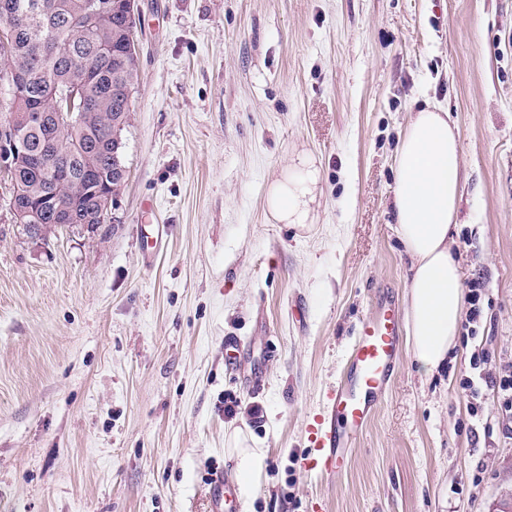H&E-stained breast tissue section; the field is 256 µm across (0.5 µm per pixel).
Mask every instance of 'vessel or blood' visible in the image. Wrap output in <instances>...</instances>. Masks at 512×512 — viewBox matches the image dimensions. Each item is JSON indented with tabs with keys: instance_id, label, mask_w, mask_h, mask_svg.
Returning <instances> with one entry per match:
<instances>
[{
	"instance_id": "b4317fda",
	"label": "vessel or blood",
	"mask_w": 512,
	"mask_h": 512,
	"mask_svg": "<svg viewBox=\"0 0 512 512\" xmlns=\"http://www.w3.org/2000/svg\"><path fill=\"white\" fill-rule=\"evenodd\" d=\"M402 354L401 324L394 302L382 298L360 325L347 359L344 382L329 390L313 429V452L304 466L331 474L350 462L357 439L375 415ZM212 512H236L238 493L223 476L211 481Z\"/></svg>"
}]
</instances>
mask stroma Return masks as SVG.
<instances>
[{"mask_svg": "<svg viewBox=\"0 0 512 512\" xmlns=\"http://www.w3.org/2000/svg\"><path fill=\"white\" fill-rule=\"evenodd\" d=\"M127 178L107 223L31 239L0 182V512H209L235 440L265 467L238 512H500L512 411V0H137ZM464 151L454 255L477 320L428 375L405 352L349 465L308 426L375 298L405 308L393 157L410 112ZM309 154V224L270 179ZM234 337L259 371L224 360Z\"/></svg>", "mask_w": 512, "mask_h": 512, "instance_id": "35a3bbf8", "label": "stroma"}]
</instances>
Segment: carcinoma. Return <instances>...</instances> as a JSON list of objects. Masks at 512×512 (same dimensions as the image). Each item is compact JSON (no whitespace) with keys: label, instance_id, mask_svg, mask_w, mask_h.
Listing matches in <instances>:
<instances>
[{"label":"carcinoma","instance_id":"obj_1","mask_svg":"<svg viewBox=\"0 0 512 512\" xmlns=\"http://www.w3.org/2000/svg\"><path fill=\"white\" fill-rule=\"evenodd\" d=\"M30 2L0 0V17L9 12L14 26L11 40L0 41V65L11 63L19 72L7 87L0 121L13 113L45 117L16 128L27 156L12 179L20 203L33 211L24 223L104 224L105 195L121 188L127 173L122 132L138 77L136 12L131 0H42L46 9L38 13L29 10ZM71 107L82 120L66 133L72 157L65 172L50 163V113Z\"/></svg>","mask_w":512,"mask_h":512}]
</instances>
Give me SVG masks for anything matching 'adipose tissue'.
I'll use <instances>...</instances> for the list:
<instances>
[{"label": "adipose tissue", "mask_w": 512, "mask_h": 512, "mask_svg": "<svg viewBox=\"0 0 512 512\" xmlns=\"http://www.w3.org/2000/svg\"><path fill=\"white\" fill-rule=\"evenodd\" d=\"M394 171L397 231L410 259L407 333L416 361L431 374L446 362L464 310L460 266L451 252L463 148L446 112L432 104L414 112L400 134ZM319 181L314 159L298 155L268 185L266 202L272 218L283 224H307Z\"/></svg>", "instance_id": "ef3b65f1"}]
</instances>
